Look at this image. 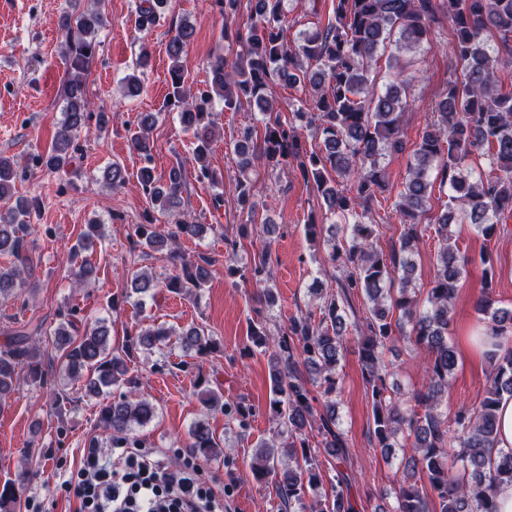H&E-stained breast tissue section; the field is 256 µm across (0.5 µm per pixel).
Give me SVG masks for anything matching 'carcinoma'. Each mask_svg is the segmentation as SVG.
Listing matches in <instances>:
<instances>
[{"label": "carcinoma", "mask_w": 512, "mask_h": 512, "mask_svg": "<svg viewBox=\"0 0 512 512\" xmlns=\"http://www.w3.org/2000/svg\"><path fill=\"white\" fill-rule=\"evenodd\" d=\"M169 0H143L138 25L148 29L168 9ZM253 24L246 33L224 28L240 47L233 61L217 58L210 65L206 89L194 92L186 86L184 54L193 30L183 23L176 28L167 46L170 60V102L181 108L183 125L192 131L193 156L200 180L218 181L208 160L213 131L208 107L218 98L224 109L238 111L242 103L253 102L262 112L272 109L270 83L286 79L308 93L313 111H296L287 119L276 118L265 125L263 137L245 127L232 143L238 157L241 177L237 180V202L253 211L254 184L248 171L257 162L277 168L296 165L302 178L315 186L326 212L344 222L349 234L335 240L329 257L339 263L342 275L336 292L319 296V316L301 313L288 327L270 335L263 327H252L249 341L271 351L272 398L268 411L282 431L288 433V461L283 454L262 441L251 471L260 481H275L284 512H294L309 492L322 483L317 449L322 447L336 460L331 493L311 505L312 512H356L351 500L350 478L341 468L347 462L348 448L336 423L337 397L342 381L337 372L344 349L348 322L346 308L361 295L368 307L366 316L353 322L358 332L361 373L371 396L372 429L370 446L384 455L402 447L399 440L411 442L414 455L406 462L403 477L394 488L396 512H430L438 501L440 512H498L495 491L512 485V449L497 447V407L512 397V309L495 306L490 292L493 275L490 254L481 256L485 291L477 310L486 321L481 336L492 365L486 395L473 410L461 409L453 419L439 411L440 400L448 392L457 366L455 347L448 343L449 313L466 260L451 244V225L469 224L485 240L496 232L497 219L512 214V90L505 92L499 73L512 67V0H336L334 22L324 29L305 34L290 47L284 40L283 0H248ZM445 16L451 23V51L462 65L461 75L448 82L435 103L425 131L413 152L408 176L394 202L403 230L400 252L385 253L376 246L380 225L364 218L388 201L385 193L389 177L381 159L405 145L401 117L408 105L410 82L399 76L375 91L373 65L378 53L388 47L397 51L418 49L428 42L430 30ZM102 9L82 12L63 11L57 26L62 34L61 57L65 78L60 96L63 119L58 123L51 150L33 157V167L65 171L79 149V137L90 119L91 101L87 79L98 55L96 35L105 26ZM498 36V44L487 45V36ZM155 115L143 113L131 132V145L150 159V132ZM306 128L321 140L318 148L307 151L299 129ZM485 156L489 170L473 176L468 160ZM453 191L447 210L434 220L432 228L439 244V259L427 293V307L419 309L416 267L404 254L413 253L420 241L421 217L428 211L431 172ZM17 166L0 154V254L12 261L0 265V300L7 301L35 284L26 279L32 271L35 225L31 205L14 197L12 185ZM349 178L346 187L341 179ZM139 182L152 210L177 213L174 230L159 225L138 224L134 247L160 251L170 243L168 256L175 255L178 239H194L203 225L180 210L185 177L181 166L172 167L165 181L156 180L146 165L139 170ZM83 240L72 248L67 262L73 265L76 283L94 279L95 266L81 257ZM267 249L259 261L242 269L233 268L243 280L264 282L267 275ZM214 260L204 254L180 257L174 273L159 281L146 273L130 277L132 293L155 296L169 293L191 296L203 288ZM61 315L54 330L58 360L72 378L85 377L87 391L125 386L128 392L112 399L100 410L103 432L115 448H134L139 441L132 430L150 421L155 406L138 392L130 375L135 353L148 350L167 337L165 329L144 328L128 338L119 350L110 347L111 328L107 321L80 330L72 317ZM39 328L17 331L0 347V403L15 389L18 371L26 370L31 380L47 383L38 343ZM408 339L425 347L430 357L424 365V389L403 398L390 383L383 360L387 346ZM180 346L199 355L219 351V345L202 326H191L177 333ZM206 409H224L227 423L243 434L249 427V410L238 403L220 402L212 390L203 392ZM189 447L204 458L220 454V445L205 420L189 432ZM27 472L0 487V512H11Z\"/></svg>", "instance_id": "carcinoma-1"}]
</instances>
